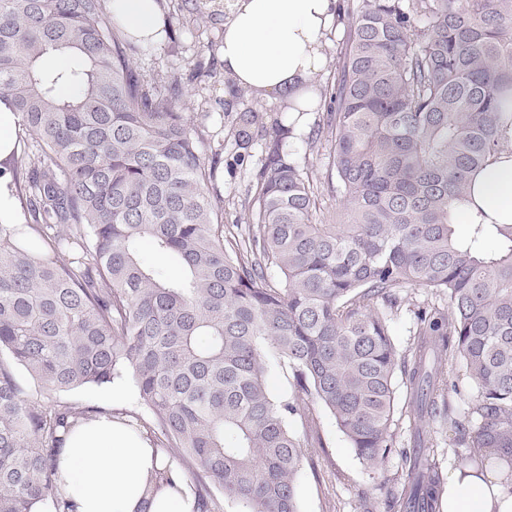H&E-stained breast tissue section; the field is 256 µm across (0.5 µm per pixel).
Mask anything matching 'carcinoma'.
<instances>
[{
    "instance_id": "cac0c4a2",
    "label": "carcinoma",
    "mask_w": 512,
    "mask_h": 512,
    "mask_svg": "<svg viewBox=\"0 0 512 512\" xmlns=\"http://www.w3.org/2000/svg\"><path fill=\"white\" fill-rule=\"evenodd\" d=\"M111 3L0 0V102L38 147L13 162L25 223L0 224V512H76L57 485L61 435L92 410L52 396L126 372L194 512H300L305 442L288 416L309 404L377 471L398 373L419 421L460 429L438 403L457 364L475 388L469 463L494 448L512 473V224L460 242L450 221L470 174L508 146L512 0H359L326 121L341 208L314 222L278 122L239 240L224 237L218 160L177 111L181 88L134 67ZM256 118L240 116L238 148ZM144 242L181 274L141 261ZM401 288L448 297L417 314L410 355L390 333ZM274 368L291 371L292 400L272 396ZM401 457L409 492L387 495L435 512L438 468Z\"/></svg>"
}]
</instances>
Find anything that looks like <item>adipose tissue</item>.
<instances>
[{"label": "adipose tissue", "instance_id": "ef3b65f1", "mask_svg": "<svg viewBox=\"0 0 512 512\" xmlns=\"http://www.w3.org/2000/svg\"><path fill=\"white\" fill-rule=\"evenodd\" d=\"M220 53L231 87L282 104L288 143L298 141L309 115L318 111L313 79L326 63L329 36L336 29L337 0H224ZM112 21L148 46L165 37L157 0H112ZM512 224V153L491 157L471 180L470 201L452 221ZM164 459L146 434L124 418L104 413L66 435L58 472L59 489L77 512H193L194 496L180 475L152 497L144 481ZM443 512H512V484L496 471L449 469L442 486Z\"/></svg>", "mask_w": 512, "mask_h": 512}]
</instances>
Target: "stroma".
<instances>
[{
	"label": "stroma",
	"instance_id": "stroma-1",
	"mask_svg": "<svg viewBox=\"0 0 512 512\" xmlns=\"http://www.w3.org/2000/svg\"><path fill=\"white\" fill-rule=\"evenodd\" d=\"M181 0H159L162 13H178L180 21L170 36L158 46H135L131 53L135 66L164 77H175L184 89L177 105L205 141L208 155L220 163L211 191L221 200L225 237L242 234L248 224L251 201L259 170L261 148H254L250 158L237 161L234 130L237 117L245 108L259 112L264 125H271L280 114L275 103L262 101L246 90L224 93V63L217 46L224 32L222 0H200V14L179 12ZM334 150L330 137H323L317 147L299 141L294 154L300 165L308 168L318 199V215L335 213L340 198L333 191L328 168ZM402 305L391 322L392 337L401 351L411 350L417 342L415 311L444 307L447 297L426 288H403ZM58 400L82 407L93 406L123 413L142 424H150L151 415L139 397L130 376L104 385H88L57 395ZM290 427L309 435L299 480L301 512H398L389 507L378 485L389 481L401 490V449L424 448L440 471L461 465L469 453L462 436L446 421L431 422L425 432H418L410 417L405 386L396 388L393 444L380 472L369 473L362 461L338 430L332 417L321 408L298 411L288 418Z\"/></svg>",
	"mask_w": 512,
	"mask_h": 512
}]
</instances>
